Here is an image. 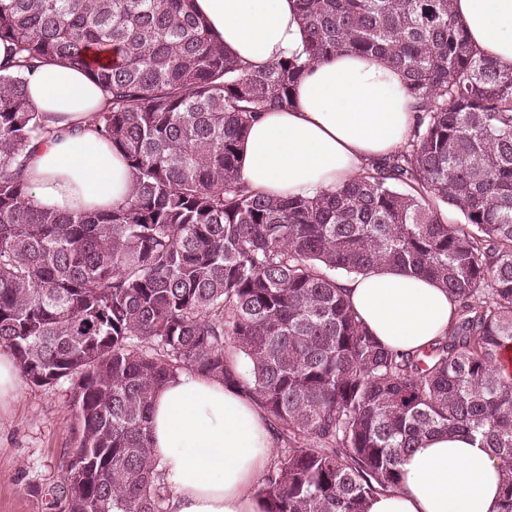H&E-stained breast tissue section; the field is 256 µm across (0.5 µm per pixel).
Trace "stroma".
Segmentation results:
<instances>
[{"instance_id": "1", "label": "stroma", "mask_w": 512, "mask_h": 512, "mask_svg": "<svg viewBox=\"0 0 512 512\" xmlns=\"http://www.w3.org/2000/svg\"><path fill=\"white\" fill-rule=\"evenodd\" d=\"M20 387L0 414V512H68L64 476L78 430L73 385Z\"/></svg>"}]
</instances>
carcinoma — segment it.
Segmentation results:
<instances>
[{
    "mask_svg": "<svg viewBox=\"0 0 512 512\" xmlns=\"http://www.w3.org/2000/svg\"><path fill=\"white\" fill-rule=\"evenodd\" d=\"M296 2L304 50L251 70L192 0H0V348L35 386L73 382L69 512H166L150 408L184 371L237 386L286 439L265 512H367L419 438L460 431L499 461L512 512V69L474 49L454 0ZM339 52L402 70L418 124L333 191L253 192L251 123ZM49 62L104 93L95 130L133 174L108 211L30 200L28 149L54 130L27 75ZM382 267L456 303L420 354L378 342L338 285Z\"/></svg>",
    "mask_w": 512,
    "mask_h": 512,
    "instance_id": "1",
    "label": "carcinoma"
}]
</instances>
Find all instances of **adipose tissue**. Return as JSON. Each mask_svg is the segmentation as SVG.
<instances>
[{"label":"adipose tissue","instance_id":"1","mask_svg":"<svg viewBox=\"0 0 512 512\" xmlns=\"http://www.w3.org/2000/svg\"><path fill=\"white\" fill-rule=\"evenodd\" d=\"M225 50L259 69L301 51L296 0H194ZM473 46L512 67V0H455ZM405 75L382 61L343 52L315 63L289 109L263 113L241 147L242 181L267 196L314 195L396 151L416 121ZM32 105L58 136L32 147L26 173L33 203L106 210L124 202L133 175L94 129L104 104L82 68L47 63L28 77ZM368 330L398 352L427 349L455 317L447 289L382 268L341 278ZM150 444L170 491L167 512H263L254 492L277 451L267 416L238 389L184 372L155 394ZM400 489L368 512H498L500 468L465 433L423 438L402 465Z\"/></svg>","mask_w":512,"mask_h":512}]
</instances>
